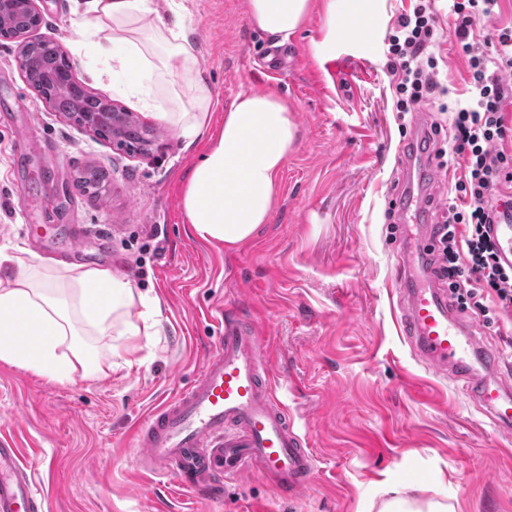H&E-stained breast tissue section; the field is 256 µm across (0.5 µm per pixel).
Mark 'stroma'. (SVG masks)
<instances>
[{
    "mask_svg": "<svg viewBox=\"0 0 512 512\" xmlns=\"http://www.w3.org/2000/svg\"><path fill=\"white\" fill-rule=\"evenodd\" d=\"M87 2L37 0V35L60 46L78 81L155 128L156 140L136 154L93 138L45 103L15 64L17 44L0 40V110L12 113L0 125V251L26 257L37 241L40 258L111 268L157 297L161 315L133 344L118 324L75 337L100 370L67 383L0 360V436L22 448L47 512H379L396 488L452 512H512V433L457 405L454 382L415 357L390 293L402 231L392 189L412 116L396 109L388 48L397 17L417 0H383L369 37L333 42L314 0L275 73L263 61L273 39L251 26L246 0H182L198 58L192 80L212 103L210 127L192 143L156 117L188 107L180 75H159L144 94L98 79L102 61L88 44L112 25L96 22ZM431 6L443 91L428 109L448 141L469 75L451 0ZM246 92L282 96L297 139L270 222L231 247L191 233L182 196L188 170ZM29 130L46 149L20 165L14 142ZM90 164L110 181L98 199L75 185ZM47 195L52 222L40 215ZM238 302L270 331L277 393L316 457L313 488L292 499L252 477L208 502L135 467L133 428L192 383L221 333L219 307Z\"/></svg>",
    "mask_w": 512,
    "mask_h": 512,
    "instance_id": "1",
    "label": "stroma"
}]
</instances>
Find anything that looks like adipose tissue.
<instances>
[{
	"label": "adipose tissue",
	"mask_w": 512,
	"mask_h": 512,
	"mask_svg": "<svg viewBox=\"0 0 512 512\" xmlns=\"http://www.w3.org/2000/svg\"><path fill=\"white\" fill-rule=\"evenodd\" d=\"M312 0H247L254 27L288 39L302 26ZM99 19L112 24V36L97 44L109 60V76L130 89L150 85L167 70L191 74L198 60L188 39V10L173 13L159 52L127 36L150 33L154 25L149 0H94ZM327 40L347 36L353 18L377 24L374 0H327ZM211 100L196 88L187 112H162L181 139L196 141L210 121ZM296 140V124L287 102L268 93H243L224 113L218 131L193 166L183 193V210L194 234L235 245L249 240L268 223L277 199V176ZM78 309L85 327L108 331L122 324L130 339L150 335L160 315L157 298L135 294L129 283L108 268H88L61 261L32 263L0 253V360L65 382L75 369L91 375L97 359L83 350L60 354L66 337L77 335L70 311Z\"/></svg>",
	"instance_id": "obj_1"
}]
</instances>
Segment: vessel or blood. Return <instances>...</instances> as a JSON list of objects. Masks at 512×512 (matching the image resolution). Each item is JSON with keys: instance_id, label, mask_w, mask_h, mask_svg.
Segmentation results:
<instances>
[{"instance_id": "obj_1", "label": "vessel or blood", "mask_w": 512, "mask_h": 512, "mask_svg": "<svg viewBox=\"0 0 512 512\" xmlns=\"http://www.w3.org/2000/svg\"><path fill=\"white\" fill-rule=\"evenodd\" d=\"M429 117L414 115V133L403 155L406 177L395 197L401 217L430 224L437 215L431 173L437 158L416 146L428 137ZM493 234L500 258L512 266V211L497 217ZM431 241L403 250L392 286L398 295V326L415 356L461 385L471 403L494 426L512 429V382L488 379L499 357L488 351L482 331L455 314L445 290L422 276ZM223 333L193 382L150 412L133 432L142 477L175 475L180 486L205 499L223 498L224 483L248 475L262 478L280 499L296 496L316 478V460L288 406L274 390L268 347L254 321L239 309H222ZM0 512H45L19 448L0 437Z\"/></svg>"}]
</instances>
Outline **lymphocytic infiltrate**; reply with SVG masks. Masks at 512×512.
Instances as JSON below:
<instances>
[{"instance_id": "f902f5d3", "label": "lymphocytic infiltrate", "mask_w": 512, "mask_h": 512, "mask_svg": "<svg viewBox=\"0 0 512 512\" xmlns=\"http://www.w3.org/2000/svg\"><path fill=\"white\" fill-rule=\"evenodd\" d=\"M499 0H453V32L467 61L470 98L452 119L451 150L463 158L465 172L455 183L456 203L442 213L436 244L428 261L446 284L460 311L484 324L512 320V266H503L491 226L496 205L512 198V125L504 105L512 101V28L500 29L496 42L477 41L474 28L491 21ZM435 20L430 5L418 4L397 18L390 39L388 67L398 80L399 111L409 112L431 99L440 86L434 46Z\"/></svg>"}]
</instances>
